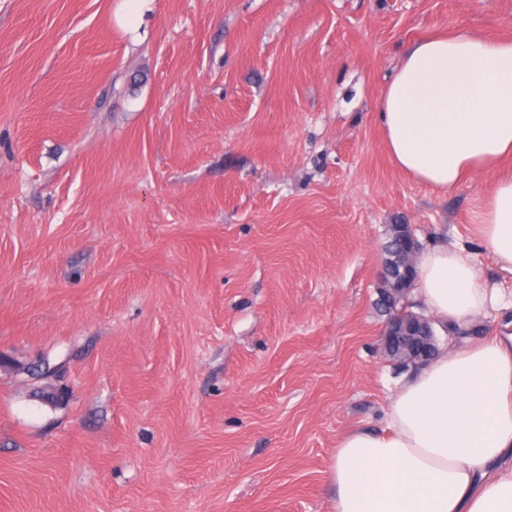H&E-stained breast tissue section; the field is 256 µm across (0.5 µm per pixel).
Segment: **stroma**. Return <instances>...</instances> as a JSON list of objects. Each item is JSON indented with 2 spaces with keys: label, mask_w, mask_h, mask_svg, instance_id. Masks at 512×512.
<instances>
[{
  "label": "stroma",
  "mask_w": 512,
  "mask_h": 512,
  "mask_svg": "<svg viewBox=\"0 0 512 512\" xmlns=\"http://www.w3.org/2000/svg\"><path fill=\"white\" fill-rule=\"evenodd\" d=\"M458 28L512 40V0H0V512H331L338 438L411 375L389 225L512 291L489 176L410 180L376 113ZM472 232L499 269L512 273V174L497 176L482 192ZM382 348L388 357H398L404 364L426 358L433 350L431 336L418 325L398 320L390 313L382 335Z\"/></svg>",
  "instance_id": "obj_1"
}]
</instances>
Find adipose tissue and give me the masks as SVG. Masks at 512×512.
Here are the masks:
<instances>
[{
    "label": "adipose tissue",
    "instance_id": "1",
    "mask_svg": "<svg viewBox=\"0 0 512 512\" xmlns=\"http://www.w3.org/2000/svg\"><path fill=\"white\" fill-rule=\"evenodd\" d=\"M377 109L403 174L448 193L512 155V40L464 30L415 41ZM472 232L512 273V174L482 192ZM415 303L468 328L512 309L472 253L440 238L417 258ZM333 512H512V320L418 368L381 428L339 440Z\"/></svg>",
    "mask_w": 512,
    "mask_h": 512
}]
</instances>
